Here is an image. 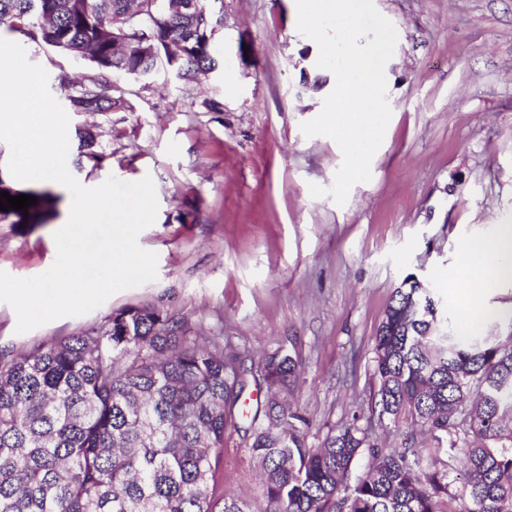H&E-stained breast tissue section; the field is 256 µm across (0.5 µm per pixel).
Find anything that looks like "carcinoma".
<instances>
[{"instance_id":"carcinoma-1","label":"carcinoma","mask_w":512,"mask_h":512,"mask_svg":"<svg viewBox=\"0 0 512 512\" xmlns=\"http://www.w3.org/2000/svg\"><path fill=\"white\" fill-rule=\"evenodd\" d=\"M136 0H0V27L38 32L48 46L138 76L146 53L178 56L185 79L222 64L213 44L224 11L134 13ZM121 30L123 47L112 45ZM81 111L114 107L105 86L72 98ZM28 212L38 223L44 194ZM448 328L434 293L405 280L373 339L378 381L370 419L408 422L430 448H385L361 416L308 443L294 406L302 362L281 347L257 371L224 344L156 305L112 311L76 336L24 352L0 350V512H512V335ZM263 385L251 415L241 399ZM244 432L264 507L224 491V436ZM468 471L448 482L458 456ZM361 456L367 468L357 474Z\"/></svg>"}]
</instances>
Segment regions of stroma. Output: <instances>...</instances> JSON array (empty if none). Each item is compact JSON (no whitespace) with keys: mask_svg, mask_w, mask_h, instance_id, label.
<instances>
[{"mask_svg":"<svg viewBox=\"0 0 512 512\" xmlns=\"http://www.w3.org/2000/svg\"><path fill=\"white\" fill-rule=\"evenodd\" d=\"M398 41L386 65L392 111L369 182L345 205L315 198L342 162L331 138L304 136L335 86L319 48L297 29L295 0H224L214 42L226 60L206 78L158 68L146 79L19 37L67 112L68 169L83 185L151 177L155 222L138 238L158 256L155 281L92 312L16 330L0 303V348L26 351L146 303L189 321L252 362L286 345L303 363L292 396L308 442L365 409L377 390L373 337L408 274L428 283L454 328L464 243L512 224V0H374ZM110 87L119 106L78 110L81 86ZM0 141V182L51 197L39 224L0 219V271L29 278L56 256L65 192L15 180ZM224 486L249 500L261 487L242 433L224 438Z\"/></svg>","mask_w":512,"mask_h":512,"instance_id":"35a3bbf8","label":"stroma"}]
</instances>
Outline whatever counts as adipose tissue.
Here are the masks:
<instances>
[{
	"instance_id": "ef3b65f1",
	"label": "adipose tissue",
	"mask_w": 512,
	"mask_h": 512,
	"mask_svg": "<svg viewBox=\"0 0 512 512\" xmlns=\"http://www.w3.org/2000/svg\"><path fill=\"white\" fill-rule=\"evenodd\" d=\"M462 281L468 286L463 298L466 314L463 326L468 331L486 329L483 317V296L479 291L482 283L496 285L512 283V225L502 224L496 233L479 244H464L461 249Z\"/></svg>"
}]
</instances>
